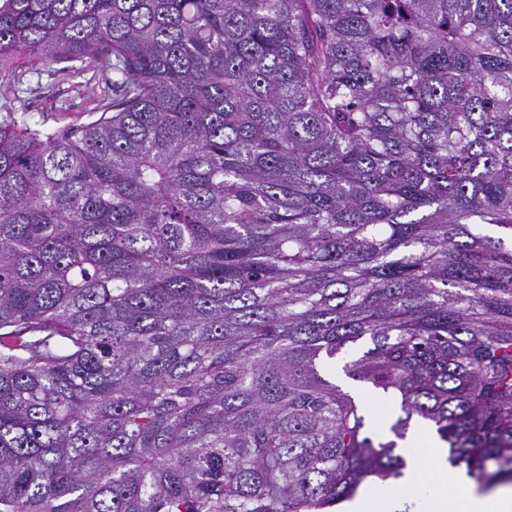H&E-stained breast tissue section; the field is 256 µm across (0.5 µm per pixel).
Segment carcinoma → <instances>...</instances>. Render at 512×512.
Masks as SVG:
<instances>
[{
  "instance_id": "cac0c4a2",
  "label": "carcinoma",
  "mask_w": 512,
  "mask_h": 512,
  "mask_svg": "<svg viewBox=\"0 0 512 512\" xmlns=\"http://www.w3.org/2000/svg\"><path fill=\"white\" fill-rule=\"evenodd\" d=\"M20 51L115 79L0 117V512H320L413 420L512 482V0H0ZM366 347L365 343L360 342L352 348L337 354L336 358L326 359L323 369L327 378L335 381L343 389L351 391L367 404L371 428L377 435L383 437L386 429L383 422L385 421L386 424L389 420L393 421L398 415L402 414L400 411V400H393L388 395L374 390L368 384L356 383L347 378L342 371L344 363L350 359L351 355L361 354Z\"/></svg>"
}]
</instances>
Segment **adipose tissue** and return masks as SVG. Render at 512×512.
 Here are the masks:
<instances>
[{
	"label": "adipose tissue",
	"mask_w": 512,
	"mask_h": 512,
	"mask_svg": "<svg viewBox=\"0 0 512 512\" xmlns=\"http://www.w3.org/2000/svg\"><path fill=\"white\" fill-rule=\"evenodd\" d=\"M401 454L406 461L402 476L368 485L364 500L349 504L346 512H371L373 502L394 507L422 487L433 495L434 512H512V487L477 492L465 468L449 465L446 446L430 429L411 430Z\"/></svg>",
	"instance_id": "obj_1"
}]
</instances>
